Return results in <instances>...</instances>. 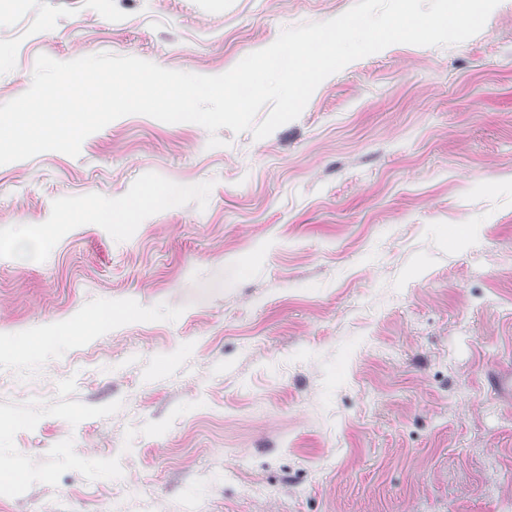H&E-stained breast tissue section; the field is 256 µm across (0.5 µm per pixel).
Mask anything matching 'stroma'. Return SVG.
<instances>
[{
    "label": "stroma",
    "instance_id": "obj_1",
    "mask_svg": "<svg viewBox=\"0 0 512 512\" xmlns=\"http://www.w3.org/2000/svg\"><path fill=\"white\" fill-rule=\"evenodd\" d=\"M355 0H25L39 55L215 76ZM120 117L0 165V512H512V0L257 139ZM100 209L124 212L101 224ZM68 329H60L55 335H48V336H28L21 338L15 343L12 342H4L0 339V353L1 350L3 351H10L14 347L18 346L23 348L24 350H31V349H46L48 346L58 343L60 341L67 340L68 336Z\"/></svg>",
    "mask_w": 512,
    "mask_h": 512
}]
</instances>
